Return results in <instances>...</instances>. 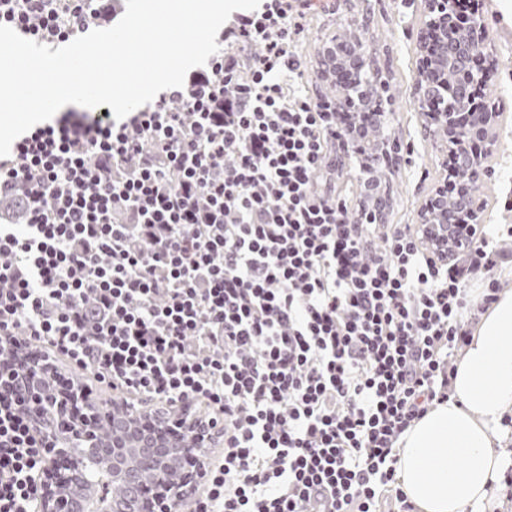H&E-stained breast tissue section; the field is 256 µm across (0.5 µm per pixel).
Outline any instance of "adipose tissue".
I'll return each mask as SVG.
<instances>
[{
    "mask_svg": "<svg viewBox=\"0 0 512 512\" xmlns=\"http://www.w3.org/2000/svg\"><path fill=\"white\" fill-rule=\"evenodd\" d=\"M447 401L401 435L396 471L415 512H490L512 455L497 428L512 410V292L476 310Z\"/></svg>",
    "mask_w": 512,
    "mask_h": 512,
    "instance_id": "ef3b65f1",
    "label": "adipose tissue"
}]
</instances>
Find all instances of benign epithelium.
I'll list each match as a JSON object with an SVG mask.
<instances>
[{
	"instance_id": "7a95c632",
	"label": "benign epithelium",
	"mask_w": 512,
	"mask_h": 512,
	"mask_svg": "<svg viewBox=\"0 0 512 512\" xmlns=\"http://www.w3.org/2000/svg\"><path fill=\"white\" fill-rule=\"evenodd\" d=\"M455 6L456 0H425L420 23L422 39L449 29L451 39L444 45L448 55L483 52L491 42L483 18L475 15L468 23H459L454 18ZM343 72L347 76L346 108L353 112L366 108L376 123L391 120L382 76L367 74L359 49L350 50ZM434 104L438 111L427 112L431 125L454 128V135L439 142V147L444 154L456 157L455 174L460 186L488 175L485 157L471 152L470 141L465 137L474 114L448 112L445 100L436 99ZM444 192L446 185L436 188L425 199L419 214L423 230L438 246L448 240L438 221ZM483 212L482 202L472 197L455 213L468 230V238L457 241L456 246H465L479 236ZM19 362L20 375L0 373V391H20L25 395L32 425L45 445L44 464L34 478L40 490L37 512H86L82 491L90 485L89 460L98 465L112 461V477L127 485V497L112 502V512H170L175 502L203 481L200 450L210 437L195 426V421L176 416L166 421L157 411L132 407L128 423L112 421V429L118 435L104 445L99 439V426L107 418V411L96 404L87 388L69 385L51 389L45 385L44 376L53 371L52 364L40 363L34 357L21 358Z\"/></svg>"
}]
</instances>
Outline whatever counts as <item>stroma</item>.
<instances>
[{
	"instance_id": "stroma-1",
	"label": "stroma",
	"mask_w": 512,
	"mask_h": 512,
	"mask_svg": "<svg viewBox=\"0 0 512 512\" xmlns=\"http://www.w3.org/2000/svg\"><path fill=\"white\" fill-rule=\"evenodd\" d=\"M424 0H342L310 11L306 17L301 52L310 95L324 100L326 85L317 77L318 50L337 35L359 33L368 62L387 78L385 97L393 103L395 119L389 134L400 146L386 185L390 189L386 221L413 224L429 194L442 184L446 157L423 130L422 109L412 96V85L422 61L419 18ZM482 12L491 36L496 69L486 86L490 107L498 111L497 126L490 131L486 163L490 176L475 184L476 197L485 205L484 221L498 225L500 233L512 230V0H482Z\"/></svg>"
}]
</instances>
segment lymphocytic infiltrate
<instances>
[{"instance_id": "lymphocytic-infiltrate-1", "label": "lymphocytic infiltrate", "mask_w": 512, "mask_h": 512, "mask_svg": "<svg viewBox=\"0 0 512 512\" xmlns=\"http://www.w3.org/2000/svg\"><path fill=\"white\" fill-rule=\"evenodd\" d=\"M301 2L238 15L126 120L72 108L0 160L26 214L0 224V366L34 346L130 404L195 406L220 450L193 512H406L396 444L448 398L470 279L500 290L491 226L443 255L318 183L373 125L309 97ZM102 10L0 0V24L54 45ZM43 446L0 397V512H32Z\"/></svg>"}]
</instances>
